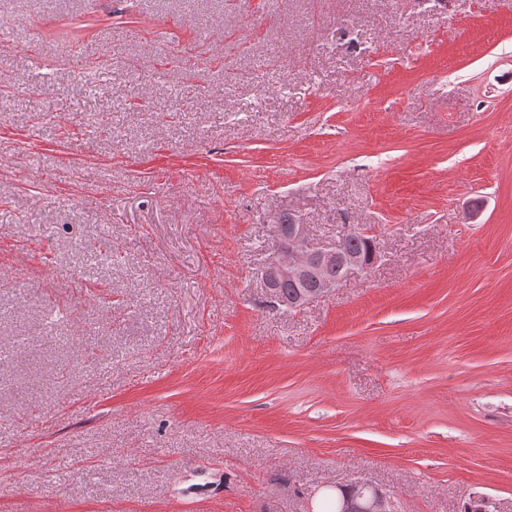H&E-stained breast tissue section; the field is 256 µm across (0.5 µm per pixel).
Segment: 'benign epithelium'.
I'll return each mask as SVG.
<instances>
[{"label":"benign epithelium","mask_w":512,"mask_h":512,"mask_svg":"<svg viewBox=\"0 0 512 512\" xmlns=\"http://www.w3.org/2000/svg\"><path fill=\"white\" fill-rule=\"evenodd\" d=\"M276 233L282 238L278 256L265 268L262 273L261 288L266 294L278 297L277 285L288 281L294 285L302 284L313 279L315 286L289 304L292 310L302 309L313 298L322 296L335 288L340 279L325 277L326 268L339 264L342 276L353 271H367L379 259V253H374L371 263L361 261L360 257L344 250L343 245L334 248H318L310 241L307 225L292 220L289 233L285 234L281 226H276ZM358 491L356 500L345 499L339 507V512H395L394 502L386 493L369 482L360 481L352 484Z\"/></svg>","instance_id":"1"}]
</instances>
